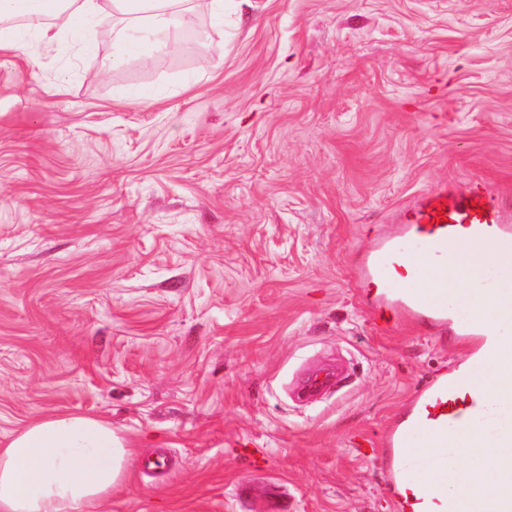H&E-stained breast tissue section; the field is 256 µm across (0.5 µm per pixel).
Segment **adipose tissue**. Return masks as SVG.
I'll list each match as a JSON object with an SVG mask.
<instances>
[{"label": "adipose tissue", "instance_id": "1", "mask_svg": "<svg viewBox=\"0 0 512 512\" xmlns=\"http://www.w3.org/2000/svg\"><path fill=\"white\" fill-rule=\"evenodd\" d=\"M195 0H0V48L13 49L27 38L51 45L71 38L86 42L104 19H112L117 41L110 69L148 52L173 51L167 35L194 8ZM499 275L492 283L474 276L466 293L475 319L493 320L503 301L512 299V255L494 262ZM471 375L489 399L512 393V336L501 339L492 363ZM485 466L466 471L451 492L472 499L496 492L512 472V456L486 447ZM132 459L110 422L83 415H41L0 445V512H95L112 494Z\"/></svg>", "mask_w": 512, "mask_h": 512}]
</instances>
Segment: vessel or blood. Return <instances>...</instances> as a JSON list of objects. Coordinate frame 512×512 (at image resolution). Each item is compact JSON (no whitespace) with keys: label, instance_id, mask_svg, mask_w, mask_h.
I'll return each mask as SVG.
<instances>
[{"label":"vessel or blood","instance_id":"vessel-or-blood-1","mask_svg":"<svg viewBox=\"0 0 512 512\" xmlns=\"http://www.w3.org/2000/svg\"><path fill=\"white\" fill-rule=\"evenodd\" d=\"M511 196L479 182L445 184L401 210L395 232L380 237L356 264L357 283L366 290L365 304L436 327L453 323L446 280L482 264L472 248L512 251V221L503 211ZM431 277L435 286L424 288ZM505 330H512V305L498 310L494 324L466 326V333L479 339L478 362L497 357ZM477 421L494 426L498 448L512 453V395L489 402L464 371L433 378L395 415L383 436L382 454L396 512H461L460 497L442 491L447 471H440L433 485L412 480L413 470L430 464L417 455L416 440H441ZM475 508L512 512V488L483 498Z\"/></svg>","mask_w":512,"mask_h":512}]
</instances>
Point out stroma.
Here are the masks:
<instances>
[{
	"instance_id": "1",
	"label": "stroma",
	"mask_w": 512,
	"mask_h": 512,
	"mask_svg": "<svg viewBox=\"0 0 512 512\" xmlns=\"http://www.w3.org/2000/svg\"><path fill=\"white\" fill-rule=\"evenodd\" d=\"M198 48L0 50V441L99 416L100 512H394L392 415L472 364L376 329L355 263L444 182L512 188V0H250ZM341 364L311 403L297 382ZM164 457L159 469L143 459Z\"/></svg>"
}]
</instances>
